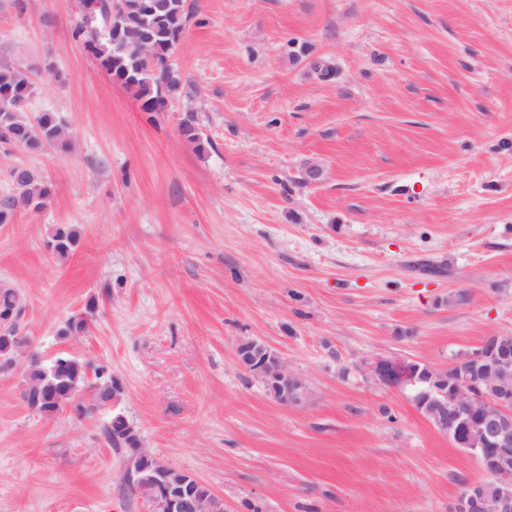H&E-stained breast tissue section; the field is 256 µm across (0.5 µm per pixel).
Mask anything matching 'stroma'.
I'll list each match as a JSON object with an SVG mask.
<instances>
[{
	"mask_svg": "<svg viewBox=\"0 0 512 512\" xmlns=\"http://www.w3.org/2000/svg\"><path fill=\"white\" fill-rule=\"evenodd\" d=\"M192 2L183 89L146 112L72 39L79 0H0L26 112L74 134L67 154L0 144L1 196L16 167L52 188L0 224V285L44 360L122 385L46 417L0 370V512H153L122 493L128 454L101 435L116 414L228 512H454L477 461L365 363L445 366L512 335V0ZM189 108L206 154L179 136ZM61 224L80 233L64 260L47 247ZM80 314L88 332L62 335ZM250 337L304 404L239 365ZM252 353L257 358L255 366L262 363L267 357L266 349L260 345H256L252 349ZM258 371L263 372L267 377L271 379L275 377H281L287 380V382H292L296 389L288 391L287 387V389L284 390L285 384L282 381L267 380ZM250 372L263 379L266 389L273 396L274 399L277 398L282 392L280 400H277L282 405L298 406L301 405L302 402H304L309 396V389L306 386L304 380L297 374L291 372L288 369L287 365L281 360V358L277 357V359L271 362L270 364L264 362L263 364L257 366L255 370H251ZM96 381L91 384L93 392V406L104 407L112 404V400L122 392L120 382L112 377L109 371L101 366L95 368Z\"/></svg>",
	"mask_w": 512,
	"mask_h": 512,
	"instance_id": "1",
	"label": "stroma"
}]
</instances>
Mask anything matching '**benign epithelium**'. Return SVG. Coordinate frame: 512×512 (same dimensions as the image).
Segmentation results:
<instances>
[{
    "label": "benign epithelium",
    "instance_id": "7a95c632",
    "mask_svg": "<svg viewBox=\"0 0 512 512\" xmlns=\"http://www.w3.org/2000/svg\"><path fill=\"white\" fill-rule=\"evenodd\" d=\"M448 369L456 378L448 386L434 387L417 362L397 355H376L366 363L374 381L388 383L427 404L437 393L434 419L442 432L471 455L496 488L495 512H512V337L494 334L466 355L452 360ZM269 378H283L294 385L281 393L279 403L298 406L309 396L304 380L281 360L256 367ZM184 472L167 464L161 470L168 512H184L189 500ZM486 497L484 482L472 483L459 497L456 512H481Z\"/></svg>",
    "mask_w": 512,
    "mask_h": 512
}]
</instances>
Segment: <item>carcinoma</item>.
<instances>
[{
  "mask_svg": "<svg viewBox=\"0 0 512 512\" xmlns=\"http://www.w3.org/2000/svg\"><path fill=\"white\" fill-rule=\"evenodd\" d=\"M142 0H123L121 21L139 33H146L160 46L151 70L140 71L143 44L140 39H128L119 43L110 36L80 21L71 29V37L81 43L92 54L100 67L111 77L122 82L141 102L145 112L155 111L159 96L169 98L182 88V78L170 62L172 52L169 45L181 36L189 21L191 10L186 0H169L170 7L155 15L146 13ZM131 73L124 80L122 76ZM34 91L29 71L9 62L0 63V94L8 93L13 100L28 101ZM181 138L199 155L207 151L208 139L204 138L192 112L185 113L178 126ZM0 143L18 146L28 152H44L48 149L67 153L73 140L68 126L54 112H41L31 118L18 107L11 111L0 110ZM12 193L0 196V224L11 223L19 209L39 212L51 202L52 192L42 176L30 169H23L13 180ZM79 241V233L71 225L57 226L48 247L61 258H67ZM24 308L19 293L10 287H0V370L12 368L15 355L21 348L16 339L21 329L20 320ZM90 364L68 355H58L50 363L41 361L39 354L27 355L23 377L25 387L20 393L25 403L34 395L40 397L36 412L53 416L73 401L87 380ZM96 381L91 384L93 405L104 407L122 392L120 382L101 366L95 368ZM102 435L113 448H135L140 440L137 430L121 415L112 417L102 428ZM163 463L158 458H145L131 453V466L124 477V488L131 495H139L154 503L164 495L158 482ZM209 490L199 484L193 487L191 506L186 512H210Z\"/></svg>",
  "mask_w": 512,
  "mask_h": 512,
  "instance_id": "carcinoma-1",
  "label": "carcinoma"
}]
</instances>
